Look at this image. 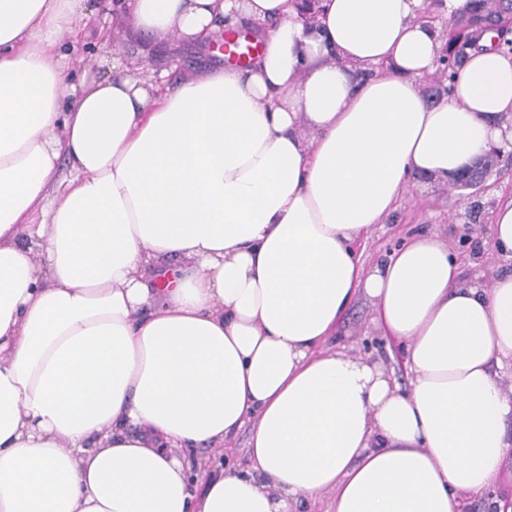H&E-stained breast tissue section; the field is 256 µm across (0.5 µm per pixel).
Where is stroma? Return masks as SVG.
<instances>
[{"instance_id":"35a3bbf8","label":"stroma","mask_w":512,"mask_h":512,"mask_svg":"<svg viewBox=\"0 0 512 512\" xmlns=\"http://www.w3.org/2000/svg\"><path fill=\"white\" fill-rule=\"evenodd\" d=\"M79 38L62 37L56 46L65 54L73 82L108 76L113 57H120L129 68H144L159 76L161 84L176 83L191 76L224 66L215 41L180 45L173 41L134 39L113 44L108 38L112 19L111 0H98ZM512 198V154L504 153L492 174L478 185L459 189L439 184L425 190L410 185L396 208L375 225L361 250L366 266L387 259L412 232L430 229L446 235L460 261V280L468 285L479 281L490 284L503 272L505 261L493 248L490 226L496 205ZM372 303L359 299L347 312L335 340L351 354L373 361L389 362L386 342L371 322Z\"/></svg>"}]
</instances>
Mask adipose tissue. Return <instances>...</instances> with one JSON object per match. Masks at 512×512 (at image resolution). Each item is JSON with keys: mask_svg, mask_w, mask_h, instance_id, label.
I'll list each match as a JSON object with an SVG mask.
<instances>
[{"mask_svg": "<svg viewBox=\"0 0 512 512\" xmlns=\"http://www.w3.org/2000/svg\"><path fill=\"white\" fill-rule=\"evenodd\" d=\"M126 6L116 44L249 23L263 47L75 85L53 48L86 0H0V512H461L512 488V272L460 285L436 232L355 250L410 182L512 147V56L419 89L441 49L420 13L475 0ZM362 297L407 385L330 347ZM245 426L246 470L194 471ZM505 492L502 489H495L486 492L482 496H473L467 493L462 494L464 512H495L493 503L496 499L503 498Z\"/></svg>", "mask_w": 512, "mask_h": 512, "instance_id": "ef3b65f1", "label": "adipose tissue"}]
</instances>
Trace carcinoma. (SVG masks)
Returning <instances> with one entry per match:
<instances>
[{"instance_id":"carcinoma-1","label":"carcinoma","mask_w":512,"mask_h":512,"mask_svg":"<svg viewBox=\"0 0 512 512\" xmlns=\"http://www.w3.org/2000/svg\"><path fill=\"white\" fill-rule=\"evenodd\" d=\"M479 5L467 17H460L448 21L446 29V42L440 63L444 64L442 73L448 86L454 81L468 58L469 51L479 48V41L490 36L499 50L512 54V25L498 29H484L477 27L482 18L491 19L499 15L507 16L512 13V0H477Z\"/></svg>"}]
</instances>
